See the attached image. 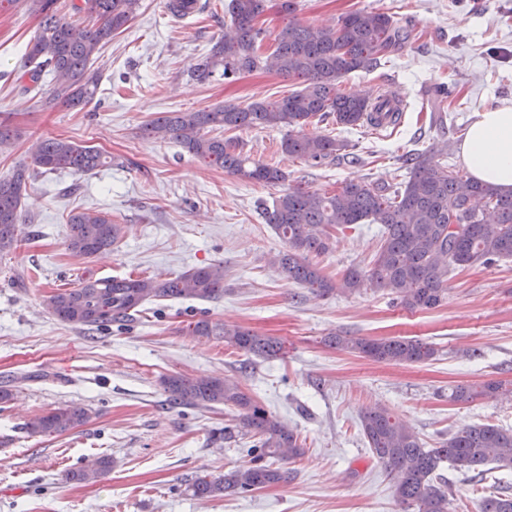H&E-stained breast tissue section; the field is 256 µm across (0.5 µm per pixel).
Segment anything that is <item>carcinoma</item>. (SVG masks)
<instances>
[{
  "instance_id": "carcinoma-1",
  "label": "carcinoma",
  "mask_w": 512,
  "mask_h": 512,
  "mask_svg": "<svg viewBox=\"0 0 512 512\" xmlns=\"http://www.w3.org/2000/svg\"><path fill=\"white\" fill-rule=\"evenodd\" d=\"M41 16L40 30L27 53L29 68L20 79L38 83L43 73L54 75L52 94L37 100L38 107H77L90 103L100 75L92 69L100 50L124 31L136 17L140 0H82L62 5L60 0H25ZM265 0H229L230 25L224 37L194 69L205 79L220 69L230 80L257 70L275 72L298 82L299 88L272 102L245 106L219 104L187 112H159L140 128L148 140H174L194 159L215 166L248 182L277 186L287 180L279 166L251 158L232 137L213 134L222 129L245 130L288 127L293 132L281 141V153L323 165L342 157L348 144L331 137L303 132L309 120L332 117L342 126L379 127L378 116L388 112L391 124L401 120L403 109L385 99H370L338 89L341 79L381 64L396 54L409 38L385 12L353 10L330 26L305 24L296 18L297 0H282L284 25L270 36L258 25ZM85 14L79 26L66 13ZM433 122L443 121L441 103L448 88L427 91ZM445 148L407 153L401 159L405 180L396 187L388 182H349L333 194L310 191L300 185L285 190L261 215L286 244L274 264L289 279L317 296L353 293L366 284L383 288L409 310L440 305L448 293V274L457 268L488 265L512 258V191L464 178L441 162ZM34 169L18 168L0 178V249L12 245L16 224L22 218L21 199L38 173L70 170L88 174L103 165L102 154L62 138H44L34 150ZM67 248L79 257L112 251L123 225L112 215L77 211L67 219ZM379 224L383 239L370 269L351 268L333 282L321 276L310 256L329 250L332 227ZM224 296V267L220 264L188 269L170 278H108L82 280L74 288L60 289L45 299L46 308L60 321L75 326L101 327L133 319L150 300L209 302ZM195 336H218L247 355L268 358L282 354L281 340L261 336L236 325L221 326L207 318L195 321ZM336 350L360 354L378 362L415 364L436 355L432 344L418 339H365L338 333L328 337ZM161 386L172 406L223 405L238 413L239 432L254 438L249 464L219 476H203L186 491L198 499L247 496L288 481L290 471L280 463L300 455L295 433L271 415L240 383L221 376L192 378L165 376ZM512 397V389L497 382L478 388L460 385L450 398L470 403L479 397ZM87 420L78 404L57 407L30 419L29 432L63 434ZM360 426L369 451L393 481L400 512H448L447 485L438 471L446 463L464 473L484 476L495 462L512 466V431L494 424L464 427L442 437L432 448L404 422L380 407L363 412ZM112 467L107 457L88 468L68 474L75 482L95 481ZM478 512H512V497L489 495Z\"/></svg>"
}]
</instances>
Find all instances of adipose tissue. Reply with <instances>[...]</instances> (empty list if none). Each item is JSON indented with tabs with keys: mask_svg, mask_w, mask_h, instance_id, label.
<instances>
[{
	"mask_svg": "<svg viewBox=\"0 0 512 512\" xmlns=\"http://www.w3.org/2000/svg\"><path fill=\"white\" fill-rule=\"evenodd\" d=\"M460 153L475 180L512 191V104L477 113Z\"/></svg>",
	"mask_w": 512,
	"mask_h": 512,
	"instance_id": "obj_1",
	"label": "adipose tissue"
}]
</instances>
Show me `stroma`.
<instances>
[{"label":"stroma","instance_id":"35a3bbf8","mask_svg":"<svg viewBox=\"0 0 512 512\" xmlns=\"http://www.w3.org/2000/svg\"><path fill=\"white\" fill-rule=\"evenodd\" d=\"M177 19L166 0H141L131 25L113 37L94 66L96 98L85 107L41 111L17 77L39 17L17 4L0 9V121L18 136L0 151V177L31 166L39 139L57 137L96 147L102 167L90 174L57 171L31 180L11 247L0 251V512H399L390 477L372 458L360 427L369 407L386 409L434 446L466 426L512 429V399L461 405L459 385L499 381L512 388V259L459 268L438 307L408 311L389 291L365 286L354 294L319 297L283 275L272 259L285 245L266 224L259 203L278 186L245 182L189 156L173 141L143 139L140 128L159 112L218 103L244 106L296 90L273 72L234 81L198 80L193 70L224 34L229 0ZM297 18L329 25L364 9L393 16L411 32L390 62L346 76L342 90L391 94L406 111L384 131L311 121L307 134L355 144L356 159L321 166L283 155L284 128L236 131L252 158L278 163L287 186L331 192L349 182L404 179L398 158L447 146L448 163L463 170L459 146L474 113L512 102V0H297ZM448 88L444 127L430 125L422 94ZM285 185V186H286ZM111 213L123 224L112 252L74 256L65 243L73 211ZM381 227L356 224L333 234L314 257L338 280L348 268L369 269ZM219 263L224 295L210 302L144 303L134 321L104 327L61 322L47 295L86 278L175 276ZM287 339L288 353L263 360L224 341L194 336L200 318ZM343 332L370 339L415 338L436 356L411 365L378 362L328 347ZM219 375L241 383L299 436L302 455L288 482L245 497L199 500L185 491L199 476L247 464L253 441L225 439L235 412L170 406L160 379L170 374ZM76 403L89 415L63 435L29 433L34 415ZM111 471L93 483L66 480L68 471L99 457ZM449 512H477L490 493L512 496V467L476 478L441 469Z\"/></svg>","mask_w":512,"mask_h":512}]
</instances>
